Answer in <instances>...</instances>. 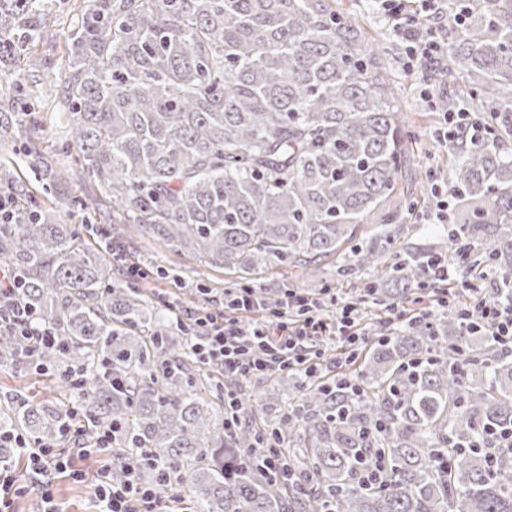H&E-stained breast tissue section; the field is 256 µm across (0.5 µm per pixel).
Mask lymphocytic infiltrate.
<instances>
[{
    "label": "lymphocytic infiltrate",
    "instance_id": "1",
    "mask_svg": "<svg viewBox=\"0 0 512 512\" xmlns=\"http://www.w3.org/2000/svg\"><path fill=\"white\" fill-rule=\"evenodd\" d=\"M404 42L408 59L422 66L437 63L445 49L438 33L445 27L437 0H422L420 17L403 16L401 0H380ZM21 286L18 276L0 266V335L8 333L27 342L23 360L35 363L38 353L56 343L55 333L40 324L28 306L16 301ZM310 295L288 290L276 303L252 288L228 291L222 308H206L198 313L177 314L178 322L194 326L192 348L204 363L222 367L225 377L243 380L254 374L286 370L301 358L308 341L319 336L334 337L339 345L337 360L349 359L364 340L353 318L351 305L334 300L332 313L308 312ZM467 323L481 324L512 344V303L492 306L479 303L464 310ZM0 446L21 449L27 459L28 477L20 479L11 465L0 463V512H12L15 498L29 495L39 504V512H60L52 491L51 477L68 474L82 480L74 468L75 457L108 456L112 453V433L103 431L92 444H78L73 451L31 439L20 433L0 432ZM161 485L149 486L128 477L113 483L109 470L98 474L93 498L99 512H172L171 504L181 493V480L170 467H163Z\"/></svg>",
    "mask_w": 512,
    "mask_h": 512
}]
</instances>
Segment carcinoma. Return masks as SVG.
<instances>
[{
    "label": "carcinoma",
    "instance_id": "1",
    "mask_svg": "<svg viewBox=\"0 0 512 512\" xmlns=\"http://www.w3.org/2000/svg\"><path fill=\"white\" fill-rule=\"evenodd\" d=\"M36 0H0V60L45 39ZM448 49L430 71L467 92L469 127L445 146L454 204L436 241L407 238L405 170L418 143L376 50L333 0H89L73 33L63 104L78 161L139 235L249 280L273 263L305 277L373 274L369 296L412 299L438 260L487 303L512 301V0H448ZM32 59L0 75V138L25 135L14 96ZM13 219L0 259L18 299L60 345L39 370L83 373L82 437L112 429V480L166 464L191 512H512V348L466 326L464 303L404 328L382 324L350 382L268 377L273 392L230 428L221 399L189 373L184 332L112 277L101 251L55 211L22 204L0 168ZM373 228L367 232L366 223ZM25 343L0 335V360ZM62 411L8 398L0 430L58 440ZM271 442L289 473L247 452Z\"/></svg>",
    "mask_w": 512,
    "mask_h": 512
}]
</instances>
